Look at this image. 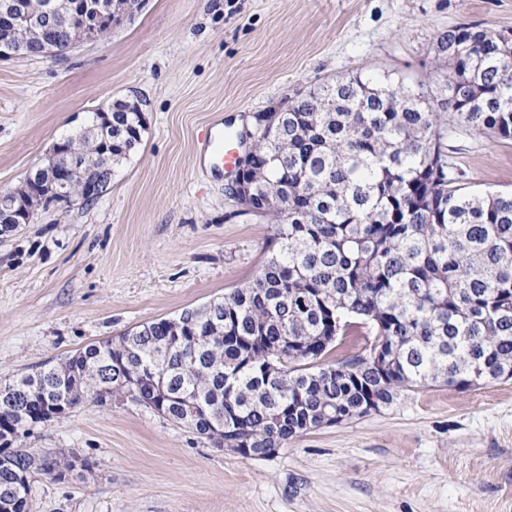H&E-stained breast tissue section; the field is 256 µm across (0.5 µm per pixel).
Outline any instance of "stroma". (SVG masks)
<instances>
[{
  "label": "stroma",
  "instance_id": "stroma-1",
  "mask_svg": "<svg viewBox=\"0 0 512 512\" xmlns=\"http://www.w3.org/2000/svg\"><path fill=\"white\" fill-rule=\"evenodd\" d=\"M512 29V0H146L61 60L0 61V190L92 112L140 100L142 142L92 205L0 235V383L244 285L269 224L238 215L195 165L215 120L235 131L310 87L392 74L440 92L438 39ZM473 191H512V141L448 129ZM24 448L89 472L36 475L30 512H512V380L404 391L363 418L244 459L130 400L81 403Z\"/></svg>",
  "mask_w": 512,
  "mask_h": 512
}]
</instances>
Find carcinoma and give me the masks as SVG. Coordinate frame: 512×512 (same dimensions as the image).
I'll return each mask as SVG.
<instances>
[{
    "label": "carcinoma",
    "mask_w": 512,
    "mask_h": 512,
    "mask_svg": "<svg viewBox=\"0 0 512 512\" xmlns=\"http://www.w3.org/2000/svg\"><path fill=\"white\" fill-rule=\"evenodd\" d=\"M58 16L0 28L27 56L65 49L79 24ZM441 95L359 74L309 88L286 112H257L240 169L241 213L272 224L265 261L242 287L177 318L90 344L0 384L5 447L37 422L26 408L129 398L161 406L216 448L249 459L319 428L440 383L469 390L512 378V192L464 190L448 163V121L512 140V36L479 22L448 28ZM69 136L58 166L87 162L71 193L97 182L101 149L117 165L140 144L141 112ZM360 336L327 363L328 336ZM384 362L371 363L376 351ZM0 465V512H28L32 476L66 478L64 458L21 450Z\"/></svg>",
    "instance_id": "obj_1"
}]
</instances>
